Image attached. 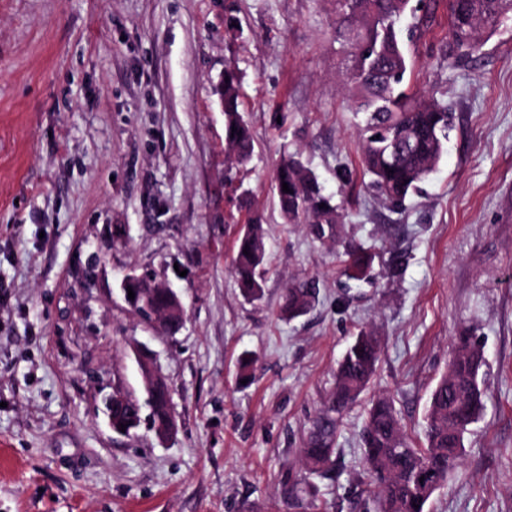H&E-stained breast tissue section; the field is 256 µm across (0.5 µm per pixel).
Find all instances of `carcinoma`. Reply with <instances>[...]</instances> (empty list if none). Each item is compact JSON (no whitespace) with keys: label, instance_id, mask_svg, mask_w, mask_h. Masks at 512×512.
<instances>
[{"label":"carcinoma","instance_id":"1","mask_svg":"<svg viewBox=\"0 0 512 512\" xmlns=\"http://www.w3.org/2000/svg\"><path fill=\"white\" fill-rule=\"evenodd\" d=\"M441 3L448 14V55L456 59L472 58L482 46V35L496 30L512 14V0H418L415 5L411 0H333L336 36L352 59L344 82L356 103L355 112L363 114V174L395 205L439 164L453 128L447 103L411 88L398 29L400 20L411 13L415 23L407 29L406 39L417 43ZM224 77L218 94L224 107L227 159L244 164L253 155L254 138L240 111L238 72L229 67ZM284 182L288 193L282 190ZM274 198L285 222L307 225L319 241L336 236L343 218L339 207L324 195L315 174L293 155H283L278 164ZM265 264L266 230L261 218L254 216L240 230L232 259V272L245 297L260 298ZM368 267L365 253L347 254L345 271L349 278L359 279ZM156 283L153 274H142L138 283L141 299L135 311L147 322L167 316L168 322L161 324L165 329L180 325L174 305ZM314 302L312 284L294 283L284 293L281 315L298 318ZM380 350L377 338L363 331L347 348L335 388L315 414L304 447L299 449L304 475L290 473L282 483V502L288 509L302 507L311 494L308 477H322L336 466L337 432L344 416L368 390ZM484 363L477 337L468 330L460 333L447 369L430 392L422 447L410 440L393 399L378 395L369 401L360 447L373 488L358 498L362 512H428V504L446 487L451 469L463 454L469 426L485 409V392L478 382ZM143 365L150 368L154 382L150 402L140 404V408L149 410L150 430L155 431L174 417L171 393L154 361L146 356Z\"/></svg>","mask_w":512,"mask_h":512}]
</instances>
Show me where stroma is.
<instances>
[{"label":"stroma","instance_id":"1","mask_svg":"<svg viewBox=\"0 0 512 512\" xmlns=\"http://www.w3.org/2000/svg\"><path fill=\"white\" fill-rule=\"evenodd\" d=\"M449 39L441 8L407 52L411 84L454 123L394 206L362 175L330 0H0V512H274L353 336H381L370 392L393 398L420 444L467 327L487 359L486 410L430 512H512V22L471 60L447 57ZM230 65L255 139L233 168L214 92ZM286 151L343 206L335 241L275 208ZM251 208L267 230L255 303L231 272ZM357 247L375 281L347 289ZM132 268L178 291V334L125 303ZM292 281L315 283L318 301L288 321ZM138 342L172 387L163 442L145 426L117 436L101 412L115 388L141 393ZM365 408L345 417L312 512H355Z\"/></svg>","mask_w":512,"mask_h":512}]
</instances>
